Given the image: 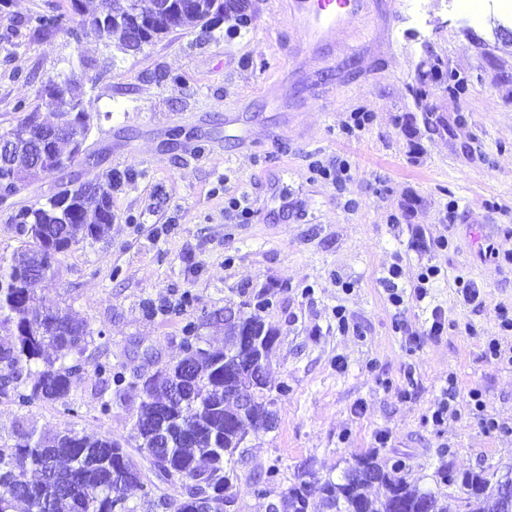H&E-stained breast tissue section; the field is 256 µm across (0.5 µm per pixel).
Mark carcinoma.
<instances>
[{
  "label": "carcinoma",
  "mask_w": 512,
  "mask_h": 512,
  "mask_svg": "<svg viewBox=\"0 0 512 512\" xmlns=\"http://www.w3.org/2000/svg\"><path fill=\"white\" fill-rule=\"evenodd\" d=\"M151 0H112V8L99 3L96 10L74 11L64 18L46 10L34 18L36 27L60 32L76 44L90 37L118 38L127 47L126 16L137 7L149 12ZM240 0H175L174 24L154 25L146 44L183 29L206 27L214 18L238 15ZM66 97L54 99L55 121L28 124L30 113L20 104V116L0 139L12 140V165L0 166V183L21 175L29 181L37 174L57 176L61 190L36 205L19 207L9 215L25 237L10 262H0V364L13 377L0 384V394L12 396L21 408L36 401L59 402L77 413L70 392L73 381L84 373L82 357L88 345L87 325L58 308L41 313L33 307L42 281L54 274L55 255L71 245L96 240L112 223V189L122 181L118 172L106 174L95 187L77 183L71 168L97 164L96 154H77L72 141L45 140L46 133L68 116L77 114L78 135L90 128L92 101L73 94L75 78L61 80ZM427 129L447 128L445 118L425 108ZM31 270L37 281H26ZM231 343L223 348L201 346L197 327L189 323L180 340L181 354L154 374L141 379L142 398L130 409L136 445L129 450L122 439L89 436L69 429L51 436L35 429L17 434L11 446L0 444V512H138L127 490L141 492L142 505L159 504L170 512H239L232 492L239 475L236 456L245 443L244 423L253 430L272 427L274 398L268 388L267 369L277 332L256 313L227 310ZM265 337L264 351L239 344L244 329ZM38 366L31 386L24 385L22 371ZM94 387L102 415L112 404L125 402L129 382L124 365L110 360L94 364ZM251 392L250 406L242 410L239 392ZM490 484L482 473L462 479L461 503L467 512H486L490 496L475 495L467 488ZM378 486L382 493L370 496L366 489ZM207 493L205 503L198 496ZM264 512H309L310 499L319 497L328 512H448L441 495L410 482L406 462L382 464L370 455L357 459L334 481L302 479L284 491L279 500H267L257 492Z\"/></svg>",
  "instance_id": "1"
}]
</instances>
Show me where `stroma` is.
<instances>
[{
  "mask_svg": "<svg viewBox=\"0 0 512 512\" xmlns=\"http://www.w3.org/2000/svg\"><path fill=\"white\" fill-rule=\"evenodd\" d=\"M50 8L72 13L71 0H9L0 10V130L21 103L54 121L45 84L82 71L77 92L96 106L86 144L99 160L73 171L125 178L105 233L57 255L36 305L70 309L92 332L85 363H123L134 385L107 416L86 378L72 386L74 414L0 395V444L22 425L130 438L136 382L179 355L184 326L223 346L225 305L264 293L272 305L261 316L278 331L269 385L288 390L274 429L247 433L233 487L240 512H259L256 482L272 465L275 498L305 471L336 479L363 455L402 457L411 482L447 496L448 512H460L461 492L437 486L439 464L512 475V365L486 359L483 342L512 348L498 314L512 312V264L477 249L512 233V0H494L477 20L448 0H372L350 25L325 31V65L304 63L303 31L272 0H259L240 31L220 20L135 54L27 25ZM436 66L461 89L430 81ZM426 105L447 130L425 129ZM355 112L370 121L349 137ZM233 118L251 137H230ZM338 160L350 165L343 186L314 177V162ZM268 178L287 191V207L268 202ZM228 193L254 208L250 223L225 212ZM446 236L452 248H440ZM395 264L398 307L386 280ZM429 265L440 274L420 300L413 287ZM462 270L478 301L457 294ZM435 308L445 325L432 336ZM451 382L463 398L479 389L500 430L485 432L464 402L433 424Z\"/></svg>",
  "mask_w": 512,
  "mask_h": 512,
  "instance_id": "stroma-1",
  "label": "stroma"
}]
</instances>
